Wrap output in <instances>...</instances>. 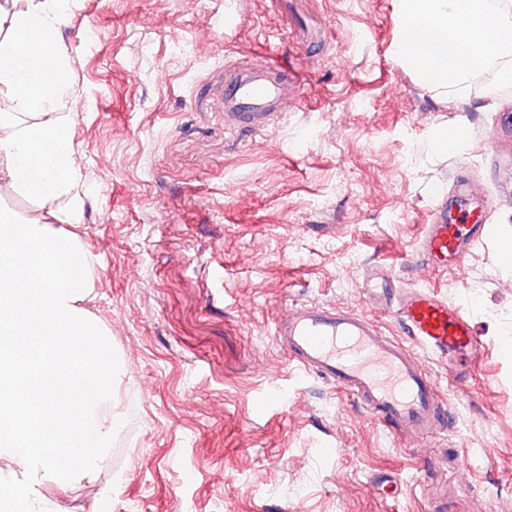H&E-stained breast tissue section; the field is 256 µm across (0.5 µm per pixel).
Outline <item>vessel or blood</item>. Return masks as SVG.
I'll return each instance as SVG.
<instances>
[{
    "label": "vessel or blood",
    "instance_id": "vessel-or-blood-1",
    "mask_svg": "<svg viewBox=\"0 0 512 512\" xmlns=\"http://www.w3.org/2000/svg\"><path fill=\"white\" fill-rule=\"evenodd\" d=\"M295 36L307 57L326 49L321 27L297 30ZM304 95L301 64L271 55L245 62L224 78V126L233 132L262 133ZM448 200L445 190L435 192L430 220L412 257L413 264L436 273L460 271L475 246L496 233L487 222L485 194L465 189L456 205ZM391 276L390 269L369 268L363 275L365 295L394 312L409 344L386 336L374 320L352 308L324 302L290 305L275 320L273 335L298 369L351 393L390 433L419 443L447 434L451 411L414 348L447 362L450 377L463 385L469 372L461 358L478 356L482 343L461 307L427 287H391Z\"/></svg>",
    "mask_w": 512,
    "mask_h": 512
}]
</instances>
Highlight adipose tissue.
<instances>
[{"mask_svg":"<svg viewBox=\"0 0 512 512\" xmlns=\"http://www.w3.org/2000/svg\"><path fill=\"white\" fill-rule=\"evenodd\" d=\"M63 0L0 4V177L61 224L83 219L77 149L55 112L71 100L70 62L59 39ZM404 20L396 54L426 88L463 98L475 77L512 56V0H396Z\"/></svg>","mask_w":512,"mask_h":512,"instance_id":"adipose-tissue-1","label":"adipose tissue"}]
</instances>
